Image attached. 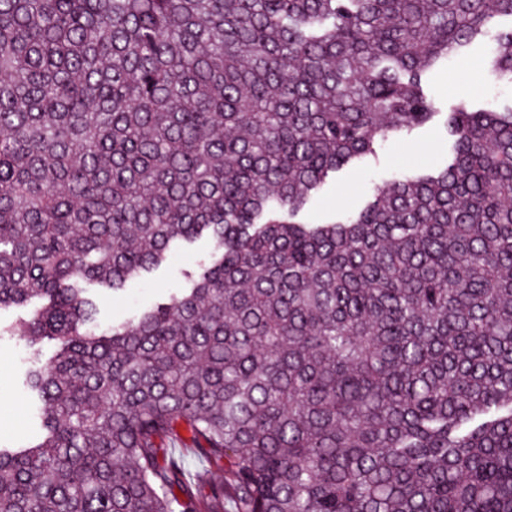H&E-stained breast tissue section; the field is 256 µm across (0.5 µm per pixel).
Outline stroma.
<instances>
[{
    "label": "stroma",
    "instance_id": "obj_1",
    "mask_svg": "<svg viewBox=\"0 0 512 512\" xmlns=\"http://www.w3.org/2000/svg\"><path fill=\"white\" fill-rule=\"evenodd\" d=\"M493 43V37H486L467 54L450 59L431 72L428 83L436 110L432 120L409 135L389 138L376 156L347 166L309 200L299 215L300 220L309 224L333 221L340 214L359 209L375 190L384 188L412 165L442 163L451 147L447 117L459 101L491 110L512 104V87L497 83L478 70ZM213 258L214 248L209 238L185 246L183 255L164 265L150 281L132 285L121 297L102 303L100 324L136 317L154 301L186 287V271L210 264ZM30 312L27 306L0 311V324L15 329L13 335L0 338V446L5 448L30 443L40 434L24 384L31 360L19 328L21 319Z\"/></svg>",
    "mask_w": 512,
    "mask_h": 512
}]
</instances>
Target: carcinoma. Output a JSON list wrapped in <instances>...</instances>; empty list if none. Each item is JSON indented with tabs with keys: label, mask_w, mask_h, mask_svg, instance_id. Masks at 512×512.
<instances>
[{
	"label": "carcinoma",
	"mask_w": 512,
	"mask_h": 512,
	"mask_svg": "<svg viewBox=\"0 0 512 512\" xmlns=\"http://www.w3.org/2000/svg\"><path fill=\"white\" fill-rule=\"evenodd\" d=\"M502 18L0 0V310L43 301L44 432L0 448V512H512V106L459 104L444 164L296 221ZM482 71L512 86V25ZM203 235L222 254L189 287L100 327L86 284L113 298Z\"/></svg>",
	"instance_id": "obj_1"
}]
</instances>
